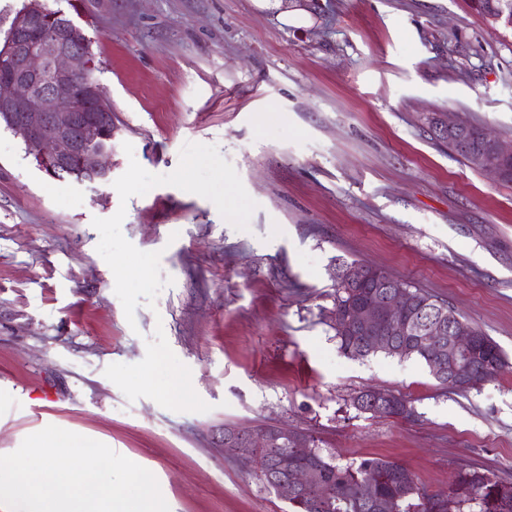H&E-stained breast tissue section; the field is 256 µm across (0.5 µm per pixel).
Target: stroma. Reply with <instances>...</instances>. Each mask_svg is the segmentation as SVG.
<instances>
[{"label": "stroma", "instance_id": "stroma-1", "mask_svg": "<svg viewBox=\"0 0 512 512\" xmlns=\"http://www.w3.org/2000/svg\"><path fill=\"white\" fill-rule=\"evenodd\" d=\"M112 108L111 179L57 180L0 128V453L55 425L151 471L170 512H291L225 427L276 425L428 494L512 479V183L429 120L512 141V29L470 0H47ZM422 289L506 365L466 391L336 343L338 264ZM375 388L412 418L357 410Z\"/></svg>", "mask_w": 512, "mask_h": 512}]
</instances>
